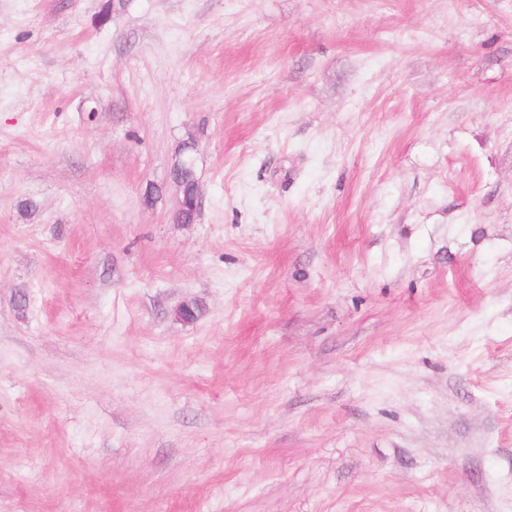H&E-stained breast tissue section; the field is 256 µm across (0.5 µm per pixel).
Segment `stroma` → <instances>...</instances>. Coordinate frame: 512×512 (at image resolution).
Here are the masks:
<instances>
[{"label": "stroma", "mask_w": 512, "mask_h": 512, "mask_svg": "<svg viewBox=\"0 0 512 512\" xmlns=\"http://www.w3.org/2000/svg\"><path fill=\"white\" fill-rule=\"evenodd\" d=\"M0 512H512V0H0ZM191 148L192 147L189 144H185L178 150L171 170L173 180L184 183L186 193L190 197L199 193V184L195 165L194 167H191L188 164L189 160L193 158L190 151Z\"/></svg>", "instance_id": "35a3bbf8"}]
</instances>
